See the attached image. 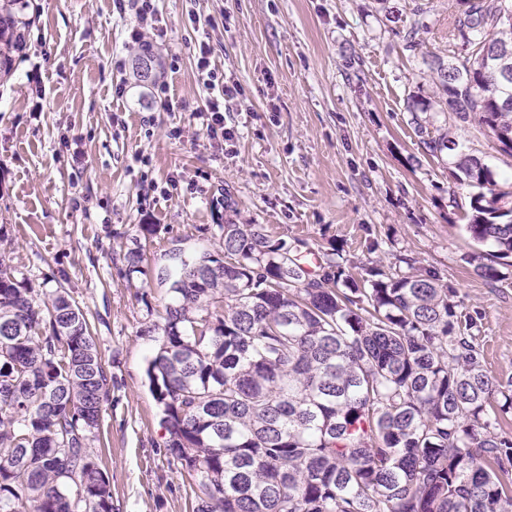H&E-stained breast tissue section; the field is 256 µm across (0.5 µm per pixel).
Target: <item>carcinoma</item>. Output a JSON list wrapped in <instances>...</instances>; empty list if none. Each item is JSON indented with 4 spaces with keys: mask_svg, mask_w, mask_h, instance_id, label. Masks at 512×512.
Masks as SVG:
<instances>
[{
    "mask_svg": "<svg viewBox=\"0 0 512 512\" xmlns=\"http://www.w3.org/2000/svg\"><path fill=\"white\" fill-rule=\"evenodd\" d=\"M465 53L426 63L447 111L512 157V0H463ZM30 0H0V87L26 47ZM431 109L405 99L413 120ZM448 133L423 140L430 155ZM475 189L466 232L512 257V185L459 154ZM224 257L181 261L163 343L148 361L168 450L198 478L193 512H512V377L487 371L477 317L436 274L355 278L336 245L301 247L237 219L224 195ZM485 280L498 269L474 253ZM0 254V512H114L88 446L108 393L95 336L66 288L39 303Z\"/></svg>",
    "mask_w": 512,
    "mask_h": 512,
    "instance_id": "1",
    "label": "carcinoma"
}]
</instances>
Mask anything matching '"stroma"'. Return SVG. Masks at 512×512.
<instances>
[{
	"mask_svg": "<svg viewBox=\"0 0 512 512\" xmlns=\"http://www.w3.org/2000/svg\"><path fill=\"white\" fill-rule=\"evenodd\" d=\"M32 4L26 50L0 91V253L35 290L67 288L92 327L109 386L89 446L117 512L196 503V479L167 453L145 370L172 300L163 273L222 253L225 196L272 237L315 251L337 244L359 267L395 271L409 259L437 273L479 313L490 375L512 376V258L496 282L477 275L463 220L471 190L449 175L460 151L508 184L512 157L453 113L404 106L410 93L433 96L424 59L447 54L458 0H158L167 105L133 75V10L114 0ZM204 38L212 67L245 90L226 105L233 137L220 146L192 117L211 96L196 68ZM122 82L130 90L120 97ZM421 124L447 129L455 150L428 155ZM143 224L156 233L141 235ZM136 246L144 261L132 274L124 255Z\"/></svg>",
	"mask_w": 512,
	"mask_h": 512,
	"instance_id": "35a3bbf8",
	"label": "stroma"
}]
</instances>
